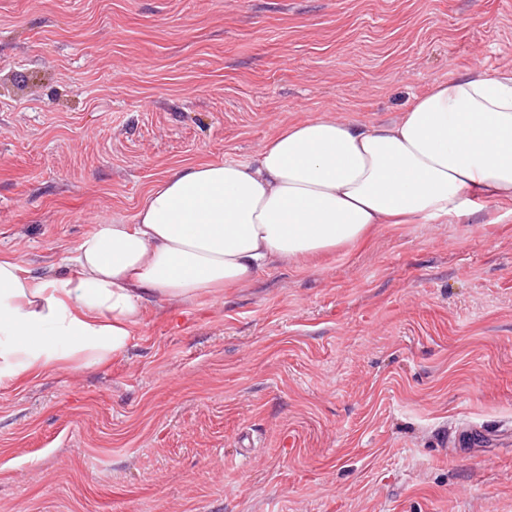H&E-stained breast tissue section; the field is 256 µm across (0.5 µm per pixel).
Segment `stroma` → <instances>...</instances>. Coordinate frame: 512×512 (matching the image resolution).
<instances>
[{
	"instance_id": "35a3bbf8",
	"label": "stroma",
	"mask_w": 512,
	"mask_h": 512,
	"mask_svg": "<svg viewBox=\"0 0 512 512\" xmlns=\"http://www.w3.org/2000/svg\"><path fill=\"white\" fill-rule=\"evenodd\" d=\"M473 68L512 72V0H0V252L67 274L170 171ZM0 512H512V203L0 386Z\"/></svg>"
}]
</instances>
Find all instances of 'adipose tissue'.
<instances>
[{"label": "adipose tissue", "instance_id": "obj_1", "mask_svg": "<svg viewBox=\"0 0 512 512\" xmlns=\"http://www.w3.org/2000/svg\"><path fill=\"white\" fill-rule=\"evenodd\" d=\"M512 202V75L436 82L399 119L313 118L252 160L171 171L132 224H102L65 277L0 253V385L126 347L148 302L176 303L253 281L369 238Z\"/></svg>", "mask_w": 512, "mask_h": 512}]
</instances>
